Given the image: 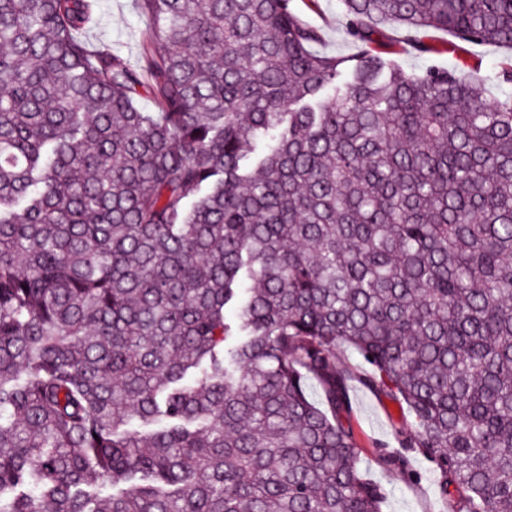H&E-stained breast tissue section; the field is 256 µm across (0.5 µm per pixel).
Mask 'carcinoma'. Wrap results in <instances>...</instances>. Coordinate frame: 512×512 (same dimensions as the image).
Returning a JSON list of instances; mask_svg holds the SVG:
<instances>
[{"label":"carcinoma","mask_w":512,"mask_h":512,"mask_svg":"<svg viewBox=\"0 0 512 512\" xmlns=\"http://www.w3.org/2000/svg\"><path fill=\"white\" fill-rule=\"evenodd\" d=\"M135 2L132 65L94 0H0V512H383L341 350L387 469L512 512V0H340L353 58L293 0ZM386 27L510 51L499 93ZM352 402L350 421L362 449V466L371 479L383 483L388 492L384 512H439L441 510L429 478V464L417 452H411L418 481H408L386 470L376 448L392 442L395 428L405 421L401 406L382 394L363 387L357 379L350 383Z\"/></svg>","instance_id":"carcinoma-1"}]
</instances>
